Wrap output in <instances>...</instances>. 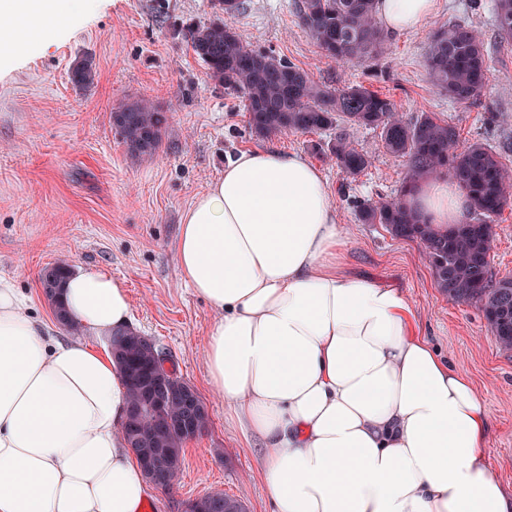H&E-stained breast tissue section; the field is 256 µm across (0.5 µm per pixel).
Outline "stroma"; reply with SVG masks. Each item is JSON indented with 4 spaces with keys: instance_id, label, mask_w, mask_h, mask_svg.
<instances>
[{
    "instance_id": "35a3bbf8",
    "label": "stroma",
    "mask_w": 512,
    "mask_h": 512,
    "mask_svg": "<svg viewBox=\"0 0 512 512\" xmlns=\"http://www.w3.org/2000/svg\"><path fill=\"white\" fill-rule=\"evenodd\" d=\"M248 3L234 25L254 48L303 68L319 85L384 93L404 122L436 113L456 127L460 145L496 149L512 175V46L496 45L493 0H436L419 28L387 34L382 53L348 64L325 57L299 19L297 0ZM212 17V0H100L46 46L0 63V275L15 280L38 318L50 319L40 284L46 267L65 257L78 268L109 271L128 292L132 329L156 343L208 410L206 429L184 446L173 491L151 489L144 512H184L212 490L240 499L248 512L273 510L260 481V441L228 419L206 382L201 348L216 313L184 284L175 252L184 210L230 159L253 148L297 152L321 169L347 230L344 273L400 289L439 354L470 377L491 413L484 452L512 489V351L500 348L477 305L441 292L417 242L360 223L351 204L398 195L404 160L386 152L378 131L352 130L371 165L350 180L317 152L333 131L253 136L241 95L210 80L183 37L187 26ZM460 22L493 48L486 86L469 103L440 93L427 68L432 36ZM86 56L96 77L79 88L68 72ZM140 98L166 112L168 125L159 148L134 163L112 113ZM493 230V275L512 277V205Z\"/></svg>"
}]
</instances>
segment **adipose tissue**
Segmentation results:
<instances>
[{
	"mask_svg": "<svg viewBox=\"0 0 512 512\" xmlns=\"http://www.w3.org/2000/svg\"><path fill=\"white\" fill-rule=\"evenodd\" d=\"M96 0H0V55L19 57ZM435 0H376L392 33ZM407 205L462 223L448 178ZM346 236L322 171L298 153H240L181 218V278L217 314L204 347L209 385L263 442L273 512H512L483 448L489 411L441 359L407 297L339 268ZM63 301L79 331L36 318L0 276V512H143L149 490L122 432L128 390L96 339L128 326L123 284L76 270Z\"/></svg>",
	"mask_w": 512,
	"mask_h": 512,
	"instance_id": "adipose-tissue-1",
	"label": "adipose tissue"
}]
</instances>
